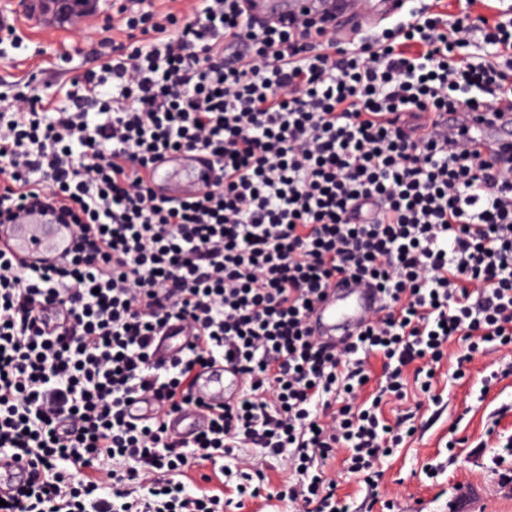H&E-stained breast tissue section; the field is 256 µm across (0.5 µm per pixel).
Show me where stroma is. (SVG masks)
Segmentation results:
<instances>
[{
	"instance_id": "obj_1",
	"label": "stroma",
	"mask_w": 512,
	"mask_h": 512,
	"mask_svg": "<svg viewBox=\"0 0 512 512\" xmlns=\"http://www.w3.org/2000/svg\"><path fill=\"white\" fill-rule=\"evenodd\" d=\"M128 0H99L82 32L65 23L43 24L20 0H0L15 36L0 40V112L11 109L22 84L38 75L53 106L67 105L63 85L76 70L97 65L103 26L117 23ZM460 345H451L430 393L408 390L404 407L418 406L415 433L383 458L379 493L392 512H512V354L496 350L458 366ZM264 460L260 448H241L228 459L223 484L208 482L203 470L190 487H223L235 494L241 469Z\"/></svg>"
}]
</instances>
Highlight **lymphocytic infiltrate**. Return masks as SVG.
<instances>
[{"instance_id": "1", "label": "lymphocytic infiltrate", "mask_w": 512, "mask_h": 512, "mask_svg": "<svg viewBox=\"0 0 512 512\" xmlns=\"http://www.w3.org/2000/svg\"><path fill=\"white\" fill-rule=\"evenodd\" d=\"M172 2L104 36L68 105L32 76L0 113V225L57 204L78 232L57 265L0 249V455L29 471L0 512H244L262 470L234 499L183 478L246 441L298 474L276 494L294 512H346L326 466L377 489L379 460L413 432L380 410L405 370L426 393L450 340L461 365L512 345V152L487 158L468 127L450 142L434 122L512 104V17L502 0H467L476 21L428 0L368 39L307 14L260 20L249 0ZM174 152L211 157L204 195H153L145 173ZM341 276L373 281L386 311L330 349L308 321ZM174 322L192 340L155 363ZM218 359L247 392L201 407L184 443L166 420L197 405ZM138 397L149 421L127 413Z\"/></svg>"}]
</instances>
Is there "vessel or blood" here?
Masks as SVG:
<instances>
[{"mask_svg":"<svg viewBox=\"0 0 512 512\" xmlns=\"http://www.w3.org/2000/svg\"><path fill=\"white\" fill-rule=\"evenodd\" d=\"M400 0H365L363 12H356L354 0H252L250 11L265 19H277L288 14L316 11L335 15L337 22L349 25L351 13H359L365 27L401 15ZM468 127L473 145L482 153L512 146V111L500 110L491 122H479L470 112L440 114L438 127L443 136L451 138L460 127ZM212 171L206 160L194 153H170L156 162L149 174V185L157 197L187 200L198 196ZM0 241L17 260L28 265L48 263L71 251L74 228L58 223L55 215L32 211L22 214L17 223L0 227ZM381 305V296L365 282H340L320 302L311 319L315 336L326 343H336L363 329ZM242 390V378L237 369L220 362L198 380L194 393L211 404L231 402ZM202 423L192 410L172 417L171 426L182 439H192ZM25 466L9 458H0V494L17 486L26 474Z\"/></svg>","mask_w":512,"mask_h":512,"instance_id":"obj_1","label":"vessel or blood"}]
</instances>
